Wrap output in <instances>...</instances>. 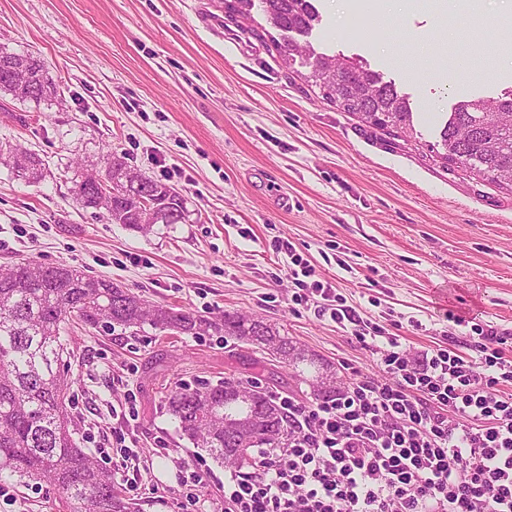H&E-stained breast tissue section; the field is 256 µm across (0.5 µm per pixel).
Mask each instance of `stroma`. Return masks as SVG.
Here are the masks:
<instances>
[{"mask_svg": "<svg viewBox=\"0 0 512 512\" xmlns=\"http://www.w3.org/2000/svg\"><path fill=\"white\" fill-rule=\"evenodd\" d=\"M316 6L314 49L361 55L394 81L412 103L406 134L324 99L305 65H286L271 34L254 35L224 0H0V44L40 54L60 86L38 105L0 92V145L49 164L32 184L0 159V266L64 263L156 304L258 315L332 365L338 385L381 378L335 323L292 308L275 248L287 240L364 318L399 322L412 349L470 355L477 323L507 334L512 358V190L432 149L454 103L512 87V0H472L482 35L453 37L452 14L432 0L376 26L365 6ZM485 67L490 77L476 78ZM109 153L180 192L188 221L144 234L76 205L75 167L101 168ZM67 336L75 438L141 512H224L228 469L181 437L164 407L174 383L257 378L315 402L294 369L257 364L251 346L219 336L75 324ZM119 433L128 455L115 450ZM190 471L201 478L191 493L181 485ZM0 512L63 510L54 489L1 480Z\"/></svg>", "mask_w": 512, "mask_h": 512, "instance_id": "35a3bbf8", "label": "stroma"}]
</instances>
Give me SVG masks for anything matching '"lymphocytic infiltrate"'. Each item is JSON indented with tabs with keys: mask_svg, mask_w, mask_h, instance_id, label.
I'll list each match as a JSON object with an SVG mask.
<instances>
[{
	"mask_svg": "<svg viewBox=\"0 0 512 512\" xmlns=\"http://www.w3.org/2000/svg\"><path fill=\"white\" fill-rule=\"evenodd\" d=\"M298 269L291 301L312 304L369 350L383 380L360 379L309 406L280 398L294 436L259 448L252 470L224 480V512H512V359L491 325H475L472 357L411 354L398 334Z\"/></svg>",
	"mask_w": 512,
	"mask_h": 512,
	"instance_id": "lymphocytic-infiltrate-1",
	"label": "lymphocytic infiltrate"
}]
</instances>
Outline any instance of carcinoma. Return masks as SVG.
Returning a JSON list of instances; mask_svg holds the SVG:
<instances>
[{
    "label": "carcinoma",
    "instance_id": "carcinoma-1",
    "mask_svg": "<svg viewBox=\"0 0 512 512\" xmlns=\"http://www.w3.org/2000/svg\"><path fill=\"white\" fill-rule=\"evenodd\" d=\"M225 8L231 16L247 18L254 10L261 12L283 33L277 49L286 63L305 58L310 68L307 81L319 86L338 108L395 136L410 128L409 98L371 70L363 57L311 51L305 38L320 21L312 0H225ZM2 55L26 63L36 76L32 90L20 100L38 105L58 95L57 84L39 57L0 45ZM440 138L445 163L512 190V89L497 97L475 96L455 103ZM126 167L121 158L108 154L101 175L110 184ZM46 173L44 160L33 154L19 177L34 184ZM70 182L74 202L96 208L95 191L81 176L74 175ZM147 200L162 205L159 223L186 221L180 193L150 177L137 187L117 191L105 213L114 224L146 233L153 228L145 216ZM72 319L111 335H137L147 325L159 332L230 338L252 346L265 362L309 366L315 373V397L336 391L321 383L331 366L261 316L197 315L151 303L129 288L76 267L22 260L0 273V478H13L27 490L57 489L66 512H139L136 503L118 490L112 471L73 438L75 381L69 375L71 352L60 339L61 326ZM166 407L182 435L218 462L235 453L244 457L240 464H247L253 449L284 445L290 435L273 389L259 381L226 378L215 385L177 386L168 394ZM226 413L250 422L246 439H224Z\"/></svg>",
    "mask_w": 512,
    "mask_h": 512
}]
</instances>
